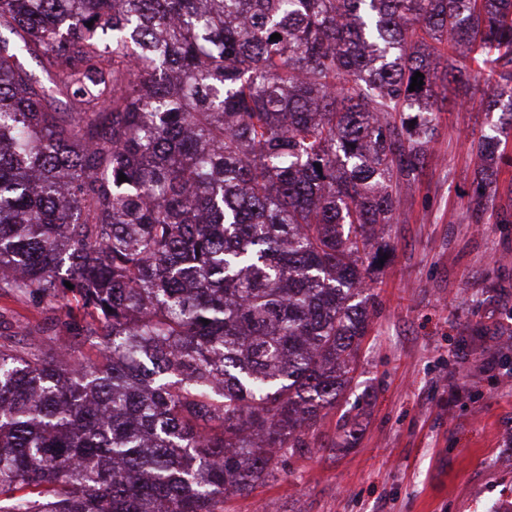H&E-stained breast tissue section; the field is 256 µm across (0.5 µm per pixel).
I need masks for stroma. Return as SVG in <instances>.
I'll use <instances>...</instances> for the list:
<instances>
[{"instance_id":"35a3bbf8","label":"stroma","mask_w":512,"mask_h":512,"mask_svg":"<svg viewBox=\"0 0 512 512\" xmlns=\"http://www.w3.org/2000/svg\"><path fill=\"white\" fill-rule=\"evenodd\" d=\"M478 104L442 109L423 172L405 187L394 248L377 275L378 303L356 354L350 390L316 426L313 447L284 455L274 478L224 512H512V164L481 223L470 217L472 143L496 133ZM22 337L44 321L48 346L66 337L54 313L0 297ZM357 437L345 444L344 420Z\"/></svg>"}]
</instances>
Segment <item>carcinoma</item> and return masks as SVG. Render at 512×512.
Listing matches in <instances>:
<instances>
[{"label":"carcinoma","mask_w":512,"mask_h":512,"mask_svg":"<svg viewBox=\"0 0 512 512\" xmlns=\"http://www.w3.org/2000/svg\"><path fill=\"white\" fill-rule=\"evenodd\" d=\"M474 63L512 127V0H0V296L71 330L0 335V512H224L311 447Z\"/></svg>","instance_id":"carcinoma-1"}]
</instances>
